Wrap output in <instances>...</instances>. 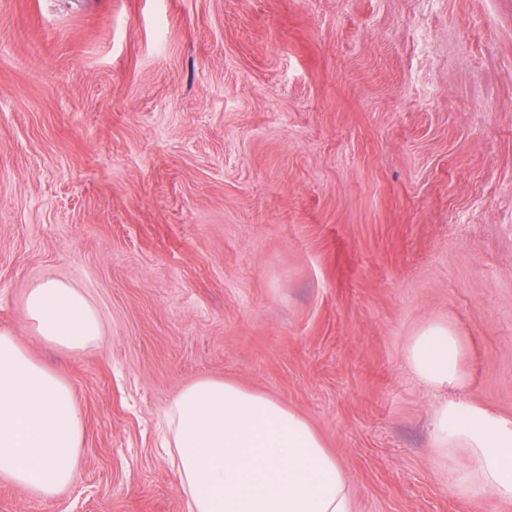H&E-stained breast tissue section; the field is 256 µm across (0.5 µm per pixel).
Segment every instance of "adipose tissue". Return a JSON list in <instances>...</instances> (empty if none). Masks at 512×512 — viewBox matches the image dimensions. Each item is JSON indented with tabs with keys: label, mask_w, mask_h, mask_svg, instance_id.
Wrapping results in <instances>:
<instances>
[{
	"label": "adipose tissue",
	"mask_w": 512,
	"mask_h": 512,
	"mask_svg": "<svg viewBox=\"0 0 512 512\" xmlns=\"http://www.w3.org/2000/svg\"><path fill=\"white\" fill-rule=\"evenodd\" d=\"M23 316L45 344L80 351L103 327L86 296L58 279L29 288ZM464 348L448 325L423 327L407 346L410 372L431 389L463 387ZM165 454L186 512H353L349 477L299 412L269 395L202 378L167 411ZM84 425L69 383L0 331V478L47 499L71 485ZM432 449L457 460L453 490L512 501V420L464 399L438 401Z\"/></svg>",
	"instance_id": "ef3b65f1"
}]
</instances>
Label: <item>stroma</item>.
<instances>
[{
    "label": "stroma",
    "instance_id": "35a3bbf8",
    "mask_svg": "<svg viewBox=\"0 0 512 512\" xmlns=\"http://www.w3.org/2000/svg\"><path fill=\"white\" fill-rule=\"evenodd\" d=\"M47 278L96 345L32 334ZM433 322L444 394L512 419V0H0V330L85 427L75 482L0 512H184L159 423L203 377L303 414L355 512H512L433 456ZM23 316L42 342L61 350L80 351L103 336L101 321L86 296L58 279L43 280L28 289ZM464 348L448 325L432 323L423 327L407 346L405 362L410 372L431 389L461 388L465 375L460 370Z\"/></svg>",
    "mask_w": 512,
    "mask_h": 512
}]
</instances>
